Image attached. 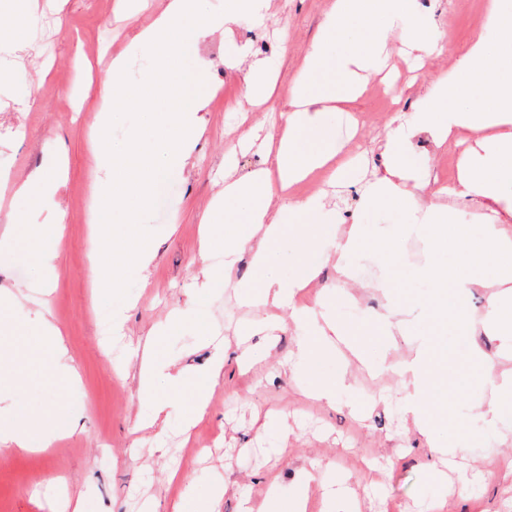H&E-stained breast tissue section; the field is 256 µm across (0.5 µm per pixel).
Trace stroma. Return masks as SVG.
Listing matches in <instances>:
<instances>
[{
	"label": "stroma",
	"instance_id": "35a3bbf8",
	"mask_svg": "<svg viewBox=\"0 0 512 512\" xmlns=\"http://www.w3.org/2000/svg\"><path fill=\"white\" fill-rule=\"evenodd\" d=\"M115 0H38L27 38L32 52L18 57L17 47L0 48L10 78L0 83V232L10 211L21 210L46 218L53 210L65 214L62 245L56 260L58 278L48 297V310L60 329L81 375L80 385L64 393L51 386L20 385L21 397L48 400L76 409V430L58 438L50 448L27 454L0 455V512H52L62 495L78 502L81 512H172L188 490L206 494L220 480L228 483L222 512H242L246 501L259 502L268 493L287 499L299 489L300 470L318 464L328 479L351 473L349 487L361 512H428L432 500L442 512H512V444L493 436L472 439L464 417L448 422V439L459 447L450 465H441L404 420L401 379L390 372L372 373L352 358L345 345L325 354L319 364L324 376L349 370L356 388L351 404L329 406L308 398L301 377L281 368L295 350L290 332L268 346L257 332L260 312L238 301L234 283L249 276L247 261L236 264L229 282L219 285L201 303L205 321L185 324L161 342L163 356L194 367L205 363L207 336L219 334L226 348L224 378L212 394L210 406L192 428H185L187 395L164 429L144 427L147 408L138 393V363L130 357L128 341H143L170 315L183 307L185 289L194 271L201 242L200 217L224 187L225 171L251 176L263 164L258 148H240V140L255 130L272 131L288 111L289 80L305 62L313 38L323 27L333 0H271L263 22L242 17L231 34L200 37L194 48L196 65L205 71L215 99L201 119L204 133L165 204L157 205L146 224L153 233L152 260L147 269H134L124 299L127 343L103 345L113 311L99 296L89 277L91 227L86 221L93 175L89 164L90 139L99 114L93 95L111 58L128 52V70L140 80L150 66L145 52H129L136 28L148 25L167 0H139L135 21L114 11ZM485 0H414L413 14L430 35L445 43L441 56L419 65L417 56L392 55L365 72L361 91L349 112H331L327 120L343 132L356 118L351 146L361 156L355 175L335 188L325 183L298 185L296 199L322 194L336 197L337 223L400 224L404 216L390 207H372L364 191L385 160L375 144L398 121L408 120L426 94L442 78L454 74L457 61L475 34H484L495 48L494 31H481ZM248 47L277 79L279 93L260 107L246 98L238 72L225 66L234 48ZM400 93L389 106L379 86ZM61 152L67 174L47 200L17 199L14 181L45 165L51 152ZM455 145L436 147L427 135L412 139L406 163L421 192L438 196L448 205L453 223L463 225L467 238L479 237L490 210H477L447 192L456 180L454 168L443 162L456 156ZM411 260L400 252L398 262L383 270L376 240H366L354 258L356 284L369 285L358 306L335 307L372 359L400 360L413 355L417 341L399 336L383 343L374 340L370 318L386 313L388 302L409 305L420 329L434 349L431 394L426 416L439 414L447 390H454L463 407L480 405L492 397L490 386L477 385L468 363L471 347L489 359L503 361L507 346L492 334L468 340L431 319L433 300L426 286L406 277ZM392 280L390 291L372 289L381 274ZM254 355L250 371L237 364L240 340ZM287 455H279L278 447Z\"/></svg>",
	"mask_w": 512,
	"mask_h": 512
}]
</instances>
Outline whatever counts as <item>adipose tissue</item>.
Masks as SVG:
<instances>
[{
	"label": "adipose tissue",
	"mask_w": 512,
	"mask_h": 512,
	"mask_svg": "<svg viewBox=\"0 0 512 512\" xmlns=\"http://www.w3.org/2000/svg\"><path fill=\"white\" fill-rule=\"evenodd\" d=\"M406 10L405 0H336L321 35L309 49L299 77L288 87L290 111L286 114L277 142L269 143L265 168L242 180L225 175L224 189L214 207L203 217L204 233L199 258L202 265L186 290L187 302L175 311L168 323L155 331V339L167 336L171 327L185 321H200L196 296L200 289L224 283L232 267L241 257H249L261 283L241 280L237 283L238 300L260 312L284 310L287 321L266 319L258 328L267 336L291 329L296 344L295 366L307 380L313 398L335 403L351 397L354 386L344 373L335 377L321 376L317 363L332 341L346 342L350 331L330 316H319L318 307L325 302L341 303L349 299L348 260L359 253L367 235L378 242V258L382 266L391 265L398 255L399 244L411 234L420 235L428 246L430 260L409 266L407 276L413 282H427L435 290L433 316L453 327L459 335L473 336L478 330H491L512 341V198L501 193L503 179H512V79L498 75L496 59L487 54L484 37H476L460 60L459 68L470 75L476 85L477 102L464 110L451 109L450 103L460 93L455 78L439 81L427 102L414 113L408 125L389 132L378 147L388 158L383 175L370 183L365 200L369 206L401 207L406 223L369 232L366 225L353 224L341 229L336 225V205L321 196L298 201L291 188L305 181L315 171H322L328 184L343 179L349 165V154L336 141L332 127L324 120L327 112L348 103L360 88L362 71L371 69L379 60L388 59L391 43L401 49L424 54H441L442 44L425 38L418 24L401 27ZM361 21L368 34L360 44L335 53L332 43L336 35L346 32L351 20ZM228 63L243 74L245 94L253 105H264L273 95L271 83L260 80L262 65L253 60L246 48H239ZM341 71L348 89L339 96L312 94L311 87L320 76ZM445 111H437V104ZM428 133L434 144L454 142L460 152L457 162V196L473 203L493 205L495 221L486 225L482 238L460 240V268L448 271L437 265V253L448 244V207L437 197L420 194L410 171L395 149V144L416 133ZM66 174L62 155H54L51 163L32 172L14 189L15 196L49 198ZM11 229L0 235V261L22 257L35 261L40 278L29 294L8 288L0 289V317L9 310L21 308L24 302L37 304V317L27 327L33 341L31 353L51 358L50 381L58 387L79 384L81 377L61 336L45 308L39 307L40 296L46 294L56 278L54 261L63 238V220L55 218L44 224H22L20 215L8 214ZM21 231H14V224ZM289 242L298 257L300 269L293 277L268 275L276 264L278 244ZM224 256L223 265L210 263L212 254ZM334 264L338 288L331 299L316 298L313 304L299 301L298 294L326 264ZM485 290L487 306L481 320H474L469 297ZM359 361L367 355L358 344L349 343ZM225 351L214 346L208 364L195 369L178 360L156 357L153 347H146L139 357V396L149 406V423H156L169 407L156 391L158 379H165L169 392L182 393L187 383H194L192 408L185 417L186 425L209 407L212 388L223 379ZM431 349L420 343L408 360H380L374 370L391 371L406 380L408 391L402 402L417 434L428 447L448 445V419L439 417L433 423L422 420L426 400L425 385L430 371ZM471 362L480 383L497 381V398L472 409L475 439L503 429L512 414V370H497L495 364L473 351ZM11 361L0 357V452L28 453L50 447L64 432L75 425L73 411L54 402L37 410L16 399L10 377Z\"/></svg>",
	"instance_id": "1"
}]
</instances>
